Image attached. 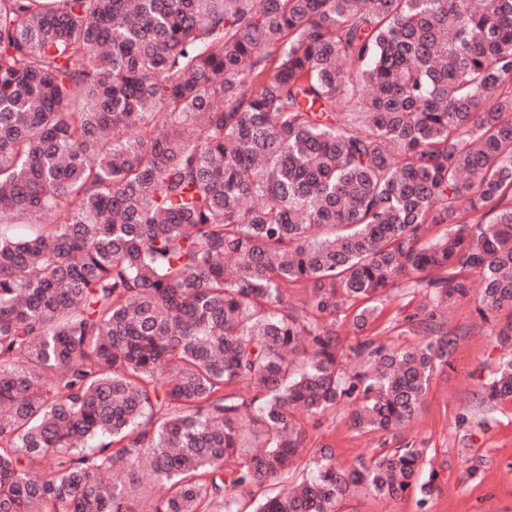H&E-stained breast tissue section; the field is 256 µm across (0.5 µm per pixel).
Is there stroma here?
<instances>
[{"label":"stroma","mask_w":512,"mask_h":512,"mask_svg":"<svg viewBox=\"0 0 512 512\" xmlns=\"http://www.w3.org/2000/svg\"><path fill=\"white\" fill-rule=\"evenodd\" d=\"M470 295L447 312L448 329L460 332L458 344L442 370L436 371L423 406L402 431L404 439L426 441L434 451L440 490L430 502V512H512V403L494 410L479 404V392L506 347L496 340L499 322H480L475 297L480 290L477 275L469 277ZM422 300L418 291L396 288L379 307L375 323L366 331L354 329L351 317L336 320L343 344L373 337L401 345L418 344V337L399 335L398 327L413 314ZM346 406L322 420H308L307 445L322 444L335 450L334 463L347 469L370 456L382 441L380 434H356L349 430ZM480 461L477 477H470L472 461ZM336 512H419L416 493L392 500L364 488L339 501Z\"/></svg>","instance_id":"35a3bbf8"}]
</instances>
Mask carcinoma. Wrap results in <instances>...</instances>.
<instances>
[{
    "label": "carcinoma",
    "instance_id": "1",
    "mask_svg": "<svg viewBox=\"0 0 512 512\" xmlns=\"http://www.w3.org/2000/svg\"><path fill=\"white\" fill-rule=\"evenodd\" d=\"M470 273L512 342V0H0V512H428L422 441L293 479L298 413L396 439ZM402 285L424 340L343 347ZM417 498L415 490L392 500L358 487L350 498L336 504L335 512H419Z\"/></svg>",
    "mask_w": 512,
    "mask_h": 512
}]
</instances>
